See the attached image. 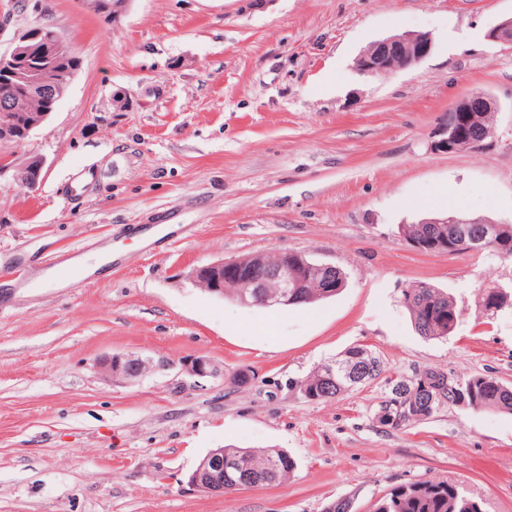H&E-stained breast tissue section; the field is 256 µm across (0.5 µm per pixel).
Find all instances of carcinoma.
<instances>
[{"label": "carcinoma", "instance_id": "cac0c4a2", "mask_svg": "<svg viewBox=\"0 0 512 512\" xmlns=\"http://www.w3.org/2000/svg\"><path fill=\"white\" fill-rule=\"evenodd\" d=\"M297 292L301 303L310 304L326 299L317 282L303 278ZM500 288L482 289L480 303L493 316L500 311ZM401 303L409 311L416 333L425 339L446 338L454 331L453 323L461 318L453 298L428 284L411 285L402 291ZM382 365L365 345H355L311 371L300 384L304 396L316 401H329L340 393L380 376ZM466 392L465 406L473 410L497 408L512 413V386L483 374L459 378ZM398 398L390 395L379 405L377 419L389 426H404L433 415L424 404L405 413L396 406ZM224 456L236 459L243 471L253 475L259 485L281 483L294 469V460L278 449L248 450L224 448ZM371 512H484L482 502L468 496L464 490L447 481L423 480L392 487L371 505Z\"/></svg>", "mask_w": 512, "mask_h": 512}]
</instances>
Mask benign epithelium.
<instances>
[{"label": "benign epithelium", "mask_w": 512, "mask_h": 512, "mask_svg": "<svg viewBox=\"0 0 512 512\" xmlns=\"http://www.w3.org/2000/svg\"><path fill=\"white\" fill-rule=\"evenodd\" d=\"M130 0H84V3L99 16H110L117 23L126 12ZM43 34L38 52H33L30 42L33 32ZM488 38L497 43L512 45V17L501 20L488 33ZM433 48L429 33L403 32L378 39L371 43L356 58L354 68L364 75H383L399 69L410 68L427 57ZM72 53V48L62 41L55 32L41 24L17 35L11 50L0 54V81L8 80L18 85L21 92L0 100V145L19 146L30 132L44 123L50 112H36L33 105L51 98L60 101L71 82V77L62 75L59 63ZM492 112L494 105L490 98L474 95L448 110L434 135L430 148L437 153H454L460 150L462 137L472 120V112ZM44 167L43 159L31 157L15 170L14 180L18 186L33 191L40 183ZM409 243L419 250L455 251L453 238L442 236L435 239L411 237ZM300 265L316 277L322 287H336L337 267L331 263L310 258L299 260ZM234 280L240 292L235 301L243 306H268L275 303L288 304L294 300L298 287L297 273L289 266V252H280L279 262L259 271L252 256L232 260H220L197 267L193 272L194 282L204 291L224 296V279ZM278 288L271 295L269 285ZM164 366L151 358H124L113 356L99 362L101 374L107 379H132L153 367ZM183 370L192 377L206 378L218 375L215 365L205 357L187 358L182 362ZM239 466L235 460L224 457V449L209 451L198 463L189 477V483L199 490L212 494H224V484L214 486L209 477H224L237 488L250 483L233 478Z\"/></svg>", "instance_id": "7a95c632"}]
</instances>
